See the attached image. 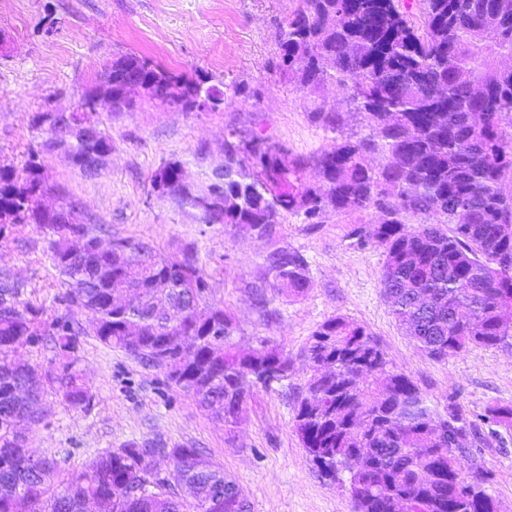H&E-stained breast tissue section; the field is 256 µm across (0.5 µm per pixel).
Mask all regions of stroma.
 I'll return each mask as SVG.
<instances>
[{
  "instance_id": "stroma-1",
  "label": "stroma",
  "mask_w": 512,
  "mask_h": 512,
  "mask_svg": "<svg viewBox=\"0 0 512 512\" xmlns=\"http://www.w3.org/2000/svg\"><path fill=\"white\" fill-rule=\"evenodd\" d=\"M299 0H0V165L23 168L41 139L33 113L70 111L112 60L136 54L174 72L196 73L224 93L218 110L180 112L145 94L129 112L99 109L95 123L112 139V156L90 176L60 153L42 157L50 184L79 203L85 219L108 225L114 238L148 243L168 257L192 252L208 275L211 300L237 325L241 351L267 342L290 360L288 379L252 390L236 425L210 419L162 372L92 334L80 338L76 367L90 388L88 408L72 410L47 395L51 413L30 434L39 455L61 461L69 474L87 470L99 454L129 443L202 448L237 483L251 512H356L344 489L325 480L294 430L298 395L309 374L306 352L317 326L342 316L366 326L392 366L410 376L433 405L456 399L465 414L512 403V347H476L437 362L417 350L380 294L383 252L348 238L371 224V210H327L321 223L284 214L279 234L259 240L242 226L202 224L173 200L153 192L161 162H184L200 183L224 161L228 129L256 132L309 156L335 141L314 125L311 99L289 91L272 67L278 25ZM278 247L302 252L310 286L298 296L255 302L265 282L263 258ZM22 288L42 329L56 318L89 325L91 316L64 301L48 237L24 224L0 242V277ZM491 472L489 493L512 512V439L473 451Z\"/></svg>"
}]
</instances>
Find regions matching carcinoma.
Segmentation results:
<instances>
[{"label": "carcinoma", "instance_id": "1", "mask_svg": "<svg viewBox=\"0 0 512 512\" xmlns=\"http://www.w3.org/2000/svg\"><path fill=\"white\" fill-rule=\"evenodd\" d=\"M277 72L293 91L312 97V120L336 146L293 157L267 137L232 129L224 166L208 181H183L184 163L166 160L152 190L204 224H244L259 238L278 233L284 213L317 224L323 212L372 209L376 222L348 237L382 248L381 293L412 344L436 361L472 347L512 346V0H300L278 25ZM468 71L481 85L460 81ZM137 80L160 105L183 112L219 109L224 92L208 78L165 70L126 54L106 70L113 112H129L124 97ZM350 89L364 131L343 133L335 108L319 99L328 84ZM42 134L22 170L0 165V240L19 224L49 236L65 299L94 316V336L165 373L210 418L234 423L235 407L252 387L288 379V358L260 341L246 353L233 342L236 326L224 305L206 300L205 272L188 253L171 258L140 241L113 239L111 248L70 257L64 240L104 239L101 224L70 222L75 200L51 186L40 155L60 152L82 173L106 165L112 139L84 112H37ZM52 193L56 205L39 198ZM272 294L309 286V262L298 250L264 256ZM132 289L133 302L118 293ZM21 284L0 278V512H241L236 482L199 448L136 443L111 448L75 478L55 458L30 459L27 430L45 415L16 419L51 392L69 409L91 395L74 363L51 378L15 358L37 335L38 311L20 301ZM81 327L54 331L55 345L73 352ZM194 336L180 368L154 348ZM310 375L295 409L294 428L318 471L344 485L357 512H493L478 464L465 472L458 456L512 435V404L483 415L482 431L455 398L441 414L408 375L390 361L367 329L341 316L322 322L308 345ZM362 457L356 469L352 460ZM174 462L153 474L155 459Z\"/></svg>", "mask_w": 512, "mask_h": 512}]
</instances>
